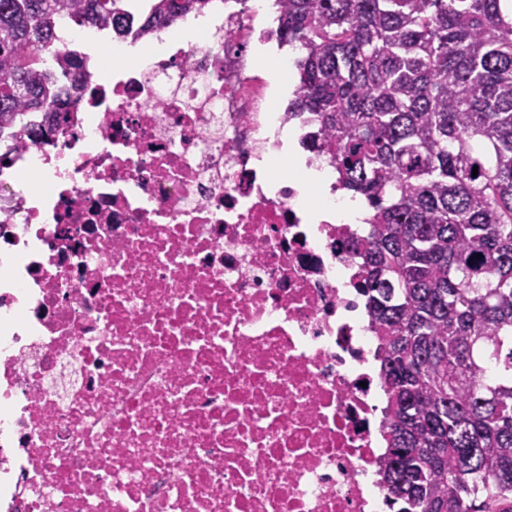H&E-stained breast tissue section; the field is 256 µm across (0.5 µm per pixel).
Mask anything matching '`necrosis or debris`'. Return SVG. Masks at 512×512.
<instances>
[{
  "mask_svg": "<svg viewBox=\"0 0 512 512\" xmlns=\"http://www.w3.org/2000/svg\"><path fill=\"white\" fill-rule=\"evenodd\" d=\"M278 11L224 0L148 65L74 67L65 123L12 142L0 512H386L362 227L310 222L346 193L267 161L304 125L294 60L254 51Z\"/></svg>",
  "mask_w": 512,
  "mask_h": 512,
  "instance_id": "4bbe7bcc",
  "label": "necrosis or debris"
}]
</instances>
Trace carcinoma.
Instances as JSON below:
<instances>
[{
  "label": "carcinoma",
  "instance_id": "cac0c4a2",
  "mask_svg": "<svg viewBox=\"0 0 512 512\" xmlns=\"http://www.w3.org/2000/svg\"><path fill=\"white\" fill-rule=\"evenodd\" d=\"M122 2L0 0L1 139L63 120L79 57L60 47L61 17L122 30ZM213 2L152 0L138 33ZM281 2L280 45L301 50L288 111L313 115L312 147L372 210L349 245L379 340L388 507L500 512L512 499V11Z\"/></svg>",
  "mask_w": 512,
  "mask_h": 512
}]
</instances>
